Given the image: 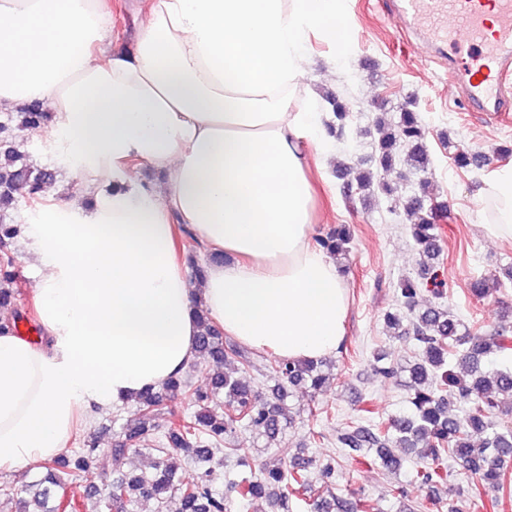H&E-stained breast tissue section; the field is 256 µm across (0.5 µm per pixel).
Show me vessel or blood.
I'll return each instance as SVG.
<instances>
[{
  "label": "vessel or blood",
  "mask_w": 512,
  "mask_h": 512,
  "mask_svg": "<svg viewBox=\"0 0 512 512\" xmlns=\"http://www.w3.org/2000/svg\"><path fill=\"white\" fill-rule=\"evenodd\" d=\"M494 2L497 31L487 36L485 6ZM423 41L447 61L450 84H463L462 104L493 118L512 114V0H390Z\"/></svg>",
  "instance_id": "1"
}]
</instances>
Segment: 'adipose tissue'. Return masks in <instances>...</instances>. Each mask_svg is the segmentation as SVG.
I'll return each mask as SVG.
<instances>
[{
	"mask_svg": "<svg viewBox=\"0 0 512 512\" xmlns=\"http://www.w3.org/2000/svg\"><path fill=\"white\" fill-rule=\"evenodd\" d=\"M341 0H142L132 53L102 0H0V109L54 114L47 143L91 208L53 187L22 224L43 340L0 334V472L58 456L78 419L197 358L202 305L281 358L335 352L347 293L312 243L318 166L336 154L304 97L307 45H335ZM161 172L144 183L143 167ZM512 236V167L484 181ZM220 261L192 281L183 230Z\"/></svg>",
	"mask_w": 512,
	"mask_h": 512,
	"instance_id": "1",
	"label": "adipose tissue"
}]
</instances>
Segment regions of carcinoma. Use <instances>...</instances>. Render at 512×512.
<instances>
[{"label": "carcinoma", "mask_w": 512, "mask_h": 512, "mask_svg": "<svg viewBox=\"0 0 512 512\" xmlns=\"http://www.w3.org/2000/svg\"><path fill=\"white\" fill-rule=\"evenodd\" d=\"M331 108L324 120L326 134L338 142L348 136L351 122L349 101L342 94L328 92ZM52 114L31 107L20 112H0V306L15 304L18 296L16 259L8 249L18 234L17 226L7 221L18 197L33 203L51 173L27 161L17 132L36 131L50 122ZM372 152L365 160L337 172L344 180L345 194L370 197L382 194L392 211L402 206L411 220L410 232L417 245L419 262L413 276L398 284L397 304L385 313L386 328L397 337L411 336L419 353L415 360L397 367L378 355L373 363L375 375L391 379L406 376L413 392L409 411L388 422L351 426L338 442L348 457H365L368 464L392 471L401 466L394 449L404 448L416 458L413 480L420 484L453 482L455 471L445 465L457 463L470 480L473 497L490 496L496 509L503 500H512V472L505 462L512 459V426L501 424V416L512 415V355L509 327L503 325L490 336L477 334L462 319L439 305L419 307L418 297L427 286L443 297V282L438 280L439 210L421 190L396 195L397 188L378 177V172L394 170L400 154L406 155L410 171L424 179L430 172V157L425 145L426 122L420 113L405 107L393 118L377 117L366 130ZM352 236L341 224L314 239L316 246L341 263L350 260ZM200 327L198 356L212 362L210 384L203 391L187 385L184 376L171 377L161 388H147L135 396L137 418L122 426L112 441L113 465L124 464L129 449L145 439L155 416L165 401L180 397L194 410L170 427L159 445L149 449L155 455L151 470L139 475H122L100 489L105 506L112 512H132L141 498L157 502L163 512L168 498L176 496L182 512H243L254 501L266 499L277 512H294L312 504L317 512H376L377 503L369 498L352 499L333 493L336 466L319 465L311 477L306 462L295 458L277 467H261L256 476L230 483L224 492L214 486L216 470L223 465L220 445L243 429L255 436L275 439L287 426L284 400L295 389L312 394L326 382L327 358L317 360L274 359L269 373L274 385L270 394L260 395L241 373L251 367L246 351L224 346L223 334L212 325L207 313L197 308ZM224 395V412L218 415L211 404ZM458 404L454 413L451 404ZM100 449L92 444L75 448L68 455L41 463L44 475L29 489V498L20 500V512H58L51 505L58 490L93 473ZM191 457L198 467L183 473L169 463L172 454Z\"/></svg>", "instance_id": "1"}]
</instances>
